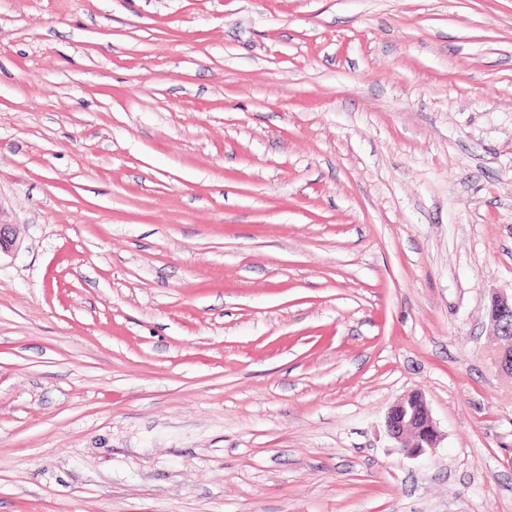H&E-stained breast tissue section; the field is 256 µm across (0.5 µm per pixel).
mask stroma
I'll return each instance as SVG.
<instances>
[{"mask_svg":"<svg viewBox=\"0 0 512 512\" xmlns=\"http://www.w3.org/2000/svg\"><path fill=\"white\" fill-rule=\"evenodd\" d=\"M0 222V512H512V0H0ZM488 315L496 335L511 342L510 346L499 351L497 363L512 374V295L492 296ZM385 427L388 435L409 454L420 455L436 448L441 435L424 397L411 392L399 399L387 411Z\"/></svg>","mask_w":512,"mask_h":512,"instance_id":"obj_1","label":"stroma"}]
</instances>
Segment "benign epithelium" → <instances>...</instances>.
Listing matches in <instances>:
<instances>
[{"mask_svg":"<svg viewBox=\"0 0 512 512\" xmlns=\"http://www.w3.org/2000/svg\"><path fill=\"white\" fill-rule=\"evenodd\" d=\"M488 315L496 335L512 341V296H492ZM385 427L388 435L412 455L436 447L441 438L426 400L417 392L407 394L389 408Z\"/></svg>","mask_w":512,"mask_h":512,"instance_id":"obj_1","label":"benign epithelium"}]
</instances>
